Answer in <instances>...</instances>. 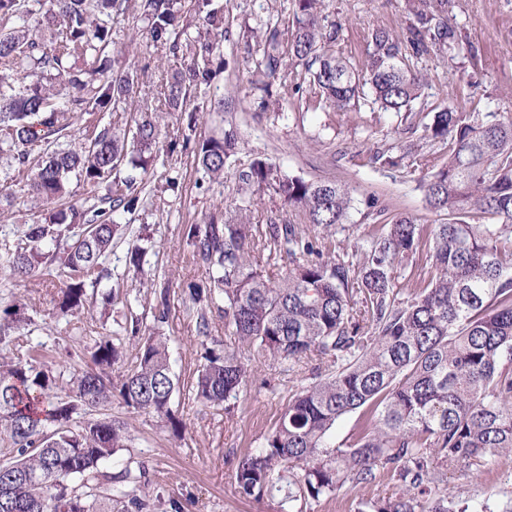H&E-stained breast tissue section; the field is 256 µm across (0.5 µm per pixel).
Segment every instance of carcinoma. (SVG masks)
<instances>
[{
  "label": "carcinoma",
  "mask_w": 512,
  "mask_h": 512,
  "mask_svg": "<svg viewBox=\"0 0 512 512\" xmlns=\"http://www.w3.org/2000/svg\"><path fill=\"white\" fill-rule=\"evenodd\" d=\"M449 0H405L409 24L400 32L373 24L355 65L336 50L338 29L326 24L324 0H293L291 27L260 28L256 60L259 89L272 96L271 79L290 60L299 67L294 93L308 108L377 111L410 117L420 102L424 75L412 60L478 50L448 24ZM128 0H0V152L31 172V194L54 203L67 194L69 174L102 190L92 202L70 203L30 224L0 253L11 277H34L39 265L70 269L58 291L63 314L88 303L87 277L96 285L112 253L118 210L140 200L137 178L112 179L124 166L147 171L144 153L158 136L155 118L136 121L132 138L93 125L85 142L61 148L72 137L74 116L125 101L135 87L115 69L112 22ZM202 29L189 41L183 64L166 73L158 107L186 108L210 84L212 56L220 49L224 11L213 0H194ZM154 44L178 56L182 47L177 0H140ZM421 139L448 144L440 166L410 143L403 156L426 170L427 205L448 215L445 224L423 225L395 216L366 239L358 266L324 251L318 240L277 219L259 227L240 205L206 224H191L187 238L208 270V281L190 286L202 304L199 334L209 335L216 298H224L229 335L282 362L309 353L326 360L327 373L302 389L236 472L238 491L260 499L277 494L288 512L344 487L372 483L380 470L401 488L396 497L366 499L357 512H492L476 502L432 487L435 468H479L512 454V117L468 112L454 104L426 113ZM233 134L193 146L212 181L236 154ZM242 194L268 190L283 205L325 230L346 223L349 189L277 172L255 160L238 173ZM495 219L483 223L486 217ZM429 246V266L401 296L396 273ZM288 256L292 268L274 280L271 261ZM0 340L30 318L14 305L4 310ZM122 344L105 336L92 354L95 368L59 385L52 368L34 359L0 364V426L14 445L0 464V512H144L148 504L101 486V464L128 447L125 423L102 416L74 424L90 408L118 396L127 408L181 421L170 408L177 380L167 337L136 343V365L112 376ZM248 377L235 352H209L194 386L197 400L226 403ZM65 392L60 396L57 391ZM363 412L364 422L345 448L329 440L343 416ZM56 429L49 433L46 425ZM79 478L86 491L71 481Z\"/></svg>",
  "instance_id": "obj_1"
}]
</instances>
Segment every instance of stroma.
I'll use <instances>...</instances> for the list:
<instances>
[{
    "mask_svg": "<svg viewBox=\"0 0 512 512\" xmlns=\"http://www.w3.org/2000/svg\"><path fill=\"white\" fill-rule=\"evenodd\" d=\"M213 2L224 9V62L210 86L194 99V113L158 114L157 158L140 184L137 209L117 214L121 231L106 261L110 277L102 280L92 303L64 314L57 307L56 288L67 281L69 270L53 265L44 269L43 279L20 281L0 268V311L19 303L32 319L0 341V361L30 355L68 375L91 368L95 341L114 336L124 343L115 369L126 373L136 365V351L132 336L123 329L139 320L142 333L156 330L168 338L178 379L171 409L183 428L172 434L155 415L112 402L106 411L127 422L130 442L104 463V471L140 472V479L124 489L147 503L146 512H281L279 497L259 501L242 497L236 471L247 454L260 448L293 396L314 382L319 360L312 356L291 366L237 347L223 314L217 312L211 315L209 336L199 334L189 286L204 283L208 275L186 238L188 225L206 223L224 209L245 203L252 223L266 224L271 214H278L355 262L366 235L391 216L406 213L424 225L442 224L448 217L427 206L422 174L408 161L394 168L370 161L375 151L399 146L405 126L400 117L385 114L376 122L366 108L304 111L293 93L295 69L290 64L278 72L268 108H261L260 93L254 88L256 38L265 22L287 25L292 0ZM138 3L129 0L124 16L114 20L112 53L123 68L144 69L141 84L125 103L79 115L75 131L91 124L119 133L132 130L145 101L156 96L161 72L179 64L165 47L151 42ZM451 3L448 21L463 40L477 47L478 58L473 61L452 53L418 60L416 67L427 78L428 106L462 105L472 98L479 111L512 116V0ZM325 4L329 20L339 27L337 48L355 62L362 57V37L369 25L385 22L398 29L407 22L403 0H325ZM227 131L237 135V152L218 182L204 177L191 151L169 148L171 140L186 134L202 140ZM257 159L285 174L349 187L353 205L347 222L328 231L314 227L302 213L283 207L267 192L244 201L237 175ZM171 174L179 178L174 191L165 187ZM29 179V173L17 171L10 158L0 155V242H16L27 225L45 216L46 205L28 193ZM135 244L146 249L138 272L129 269L127 258ZM164 280L169 283V297L162 310L155 285ZM212 348L237 349L249 373L237 398L225 408L198 402L192 391L204 356ZM444 485L461 496L488 501L493 512H500L512 499V455L492 460L479 474L447 471ZM397 492L395 482L381 474L369 485L311 502L307 512H356L360 499L392 497Z\"/></svg>",
    "mask_w": 512,
    "mask_h": 512,
    "instance_id": "stroma-1",
    "label": "stroma"
}]
</instances>
